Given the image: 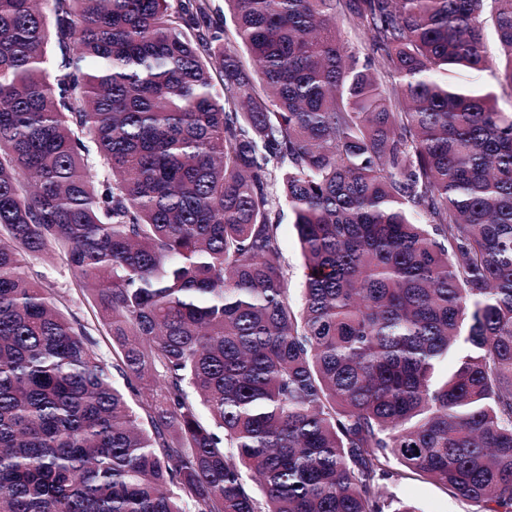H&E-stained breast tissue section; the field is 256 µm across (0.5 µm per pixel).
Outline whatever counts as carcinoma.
Wrapping results in <instances>:
<instances>
[{
  "label": "carcinoma",
  "mask_w": 512,
  "mask_h": 512,
  "mask_svg": "<svg viewBox=\"0 0 512 512\" xmlns=\"http://www.w3.org/2000/svg\"><path fill=\"white\" fill-rule=\"evenodd\" d=\"M37 2L0 0V512H512V112L456 79L512 86V0ZM279 208L281 212V224L279 226L282 249L281 260L282 264L288 269L290 296L296 304H300L301 288L304 280L303 258L288 206L281 201ZM29 271L34 278L36 274L39 278L40 275L44 276V281L50 284L51 293L61 302L60 307L65 313L74 314L79 320L89 324L96 352L108 367L111 377L113 372V379L122 385L123 380L112 370V336L99 319L93 300L75 288L71 268L64 256L53 255L44 260H34ZM387 492L408 496L421 512H473L475 507L468 501L454 498L439 485L422 478L385 482Z\"/></svg>",
  "instance_id": "obj_1"
}]
</instances>
